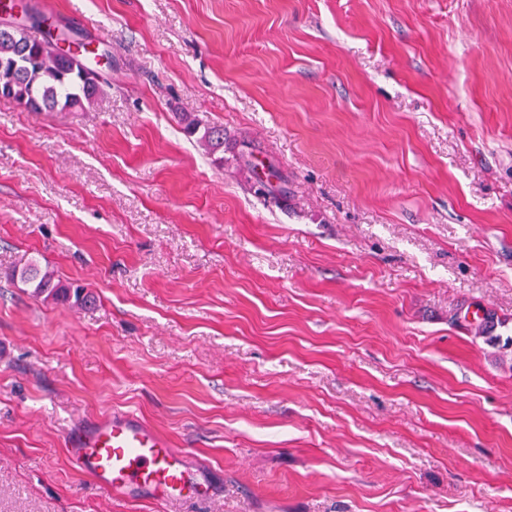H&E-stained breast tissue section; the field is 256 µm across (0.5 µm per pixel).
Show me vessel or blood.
Here are the masks:
<instances>
[{"label":"vessel or blood","mask_w":512,"mask_h":512,"mask_svg":"<svg viewBox=\"0 0 512 512\" xmlns=\"http://www.w3.org/2000/svg\"><path fill=\"white\" fill-rule=\"evenodd\" d=\"M71 463L112 496L140 493L164 512L210 493L203 474L153 425L128 411L75 422L64 439Z\"/></svg>","instance_id":"obj_1"}]
</instances>
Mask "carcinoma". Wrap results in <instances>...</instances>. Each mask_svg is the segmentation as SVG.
I'll use <instances>...</instances> for the list:
<instances>
[{
	"mask_svg": "<svg viewBox=\"0 0 512 512\" xmlns=\"http://www.w3.org/2000/svg\"><path fill=\"white\" fill-rule=\"evenodd\" d=\"M1 8H20L29 20L11 29L0 28V98L11 100L32 112L83 109L102 93L101 76H91L81 58L63 60L56 55L59 38L47 19L30 3L11 0ZM188 136H198L208 152L224 163V126L208 125L185 115L180 118ZM11 280L33 288V293L74 306L89 302L87 288L64 283L54 273L32 260L11 274Z\"/></svg>",
	"mask_w": 512,
	"mask_h": 512,
	"instance_id": "carcinoma-1",
	"label": "carcinoma"
}]
</instances>
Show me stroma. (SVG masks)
Wrapping results in <instances>:
<instances>
[{
  "instance_id": "obj_1",
  "label": "stroma",
  "mask_w": 512,
  "mask_h": 512,
  "mask_svg": "<svg viewBox=\"0 0 512 512\" xmlns=\"http://www.w3.org/2000/svg\"><path fill=\"white\" fill-rule=\"evenodd\" d=\"M48 21L110 60L86 110L0 99V512H162L67 459L113 410L210 478L180 512H512V0ZM180 121L183 124L184 132L188 136L191 137L195 136L196 134H200L197 139L204 144L210 154H222V156L217 157L216 160L219 163H223L224 127L222 125L211 126L208 124H203L200 120L191 117L190 115L182 116ZM11 280L33 288L36 296H45V299L68 302L78 307L89 302L90 295L85 286L55 279L54 273L43 269L36 260L28 262L18 271L14 270Z\"/></svg>"
}]
</instances>
